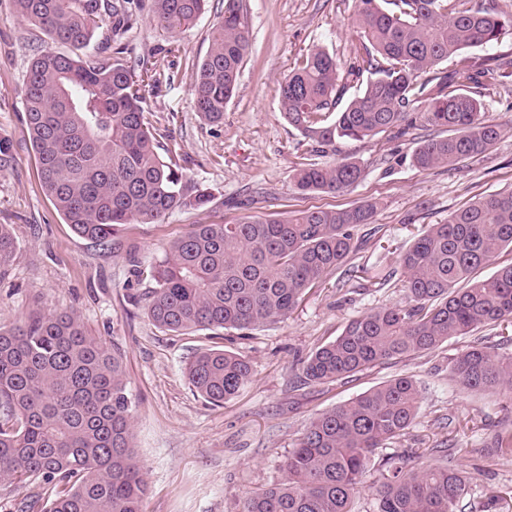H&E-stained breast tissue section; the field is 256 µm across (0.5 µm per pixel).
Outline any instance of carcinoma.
I'll list each match as a JSON object with an SVG mask.
<instances>
[{"mask_svg":"<svg viewBox=\"0 0 512 512\" xmlns=\"http://www.w3.org/2000/svg\"><path fill=\"white\" fill-rule=\"evenodd\" d=\"M16 12L52 40L89 45L112 18L117 36L137 21L133 0H13ZM207 0H152L153 20L176 33L203 13ZM361 52L340 70L314 47L279 83L280 112L319 154L338 138L392 131L402 137L408 111L450 135L412 153L413 166L454 170L499 140L487 119L482 77L460 60L470 49L512 31V17L457 10L451 0H358ZM249 45L241 0H224L209 48L191 87L196 112L224 120ZM81 58L46 48L31 61L23 87L24 122L40 184L80 237L106 243L125 224H158L177 209L207 207L212 196L189 191L178 144L153 132L145 96L121 60ZM357 92L344 99L351 84ZM363 169L343 159L306 163L294 176L301 193L343 192ZM375 204L253 216L238 224H197L174 240L150 272L147 315L163 332L251 331L282 321L303 294L336 273L354 252L352 230L368 224ZM512 250V190L480 197L431 224L401 257L404 306L372 309L335 340L317 347L303 367L308 384L349 378L384 362L432 351L448 338L512 323V262L487 278L477 273ZM16 241L0 225V271ZM450 375L468 392L512 388V355L473 346L451 359ZM192 388L218 406L250 381L252 365L224 349H206L186 365ZM421 390L409 376L385 381L314 417L288 452L285 476L249 493L242 512H354L355 496L377 449L406 436ZM132 401L123 354L85 333L73 311L29 313L0 328V484L37 482L54 496L41 512H142L146 483L131 445ZM496 454L512 458V429L494 437ZM373 490L377 512H456L463 471L420 466L395 452L383 460Z\"/></svg>","mask_w":512,"mask_h":512,"instance_id":"cac0c4a2","label":"carcinoma"}]
</instances>
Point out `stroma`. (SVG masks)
I'll use <instances>...</instances> for the list:
<instances>
[{"instance_id": "35a3bbf8", "label": "stroma", "mask_w": 512, "mask_h": 512, "mask_svg": "<svg viewBox=\"0 0 512 512\" xmlns=\"http://www.w3.org/2000/svg\"><path fill=\"white\" fill-rule=\"evenodd\" d=\"M150 5L142 0L138 22L122 35L128 46L122 59L139 79L160 63L164 74L145 93L147 116L158 134L180 143L187 187L207 190L213 199L204 209L176 210L160 224L125 225L116 249L77 236L41 189L22 119L28 66L49 39L18 15L12 0H0V135L15 149L12 165L0 171V224L16 241L13 260L0 274V327L19 324L35 309L73 311L87 335L121 350L133 401L132 446L147 483L143 512H241L248 492L281 480L285 459L312 418L401 375L422 390L402 447L416 450L426 464L440 463V449H452L468 478L457 512L477 506L512 512V461L489 448L495 430L512 424V392L467 394L448 373L451 358L469 347L510 354L511 342L500 344L485 329L334 383L307 384L302 373L303 360L350 320L405 304L402 283L384 278L427 225L478 197L512 189V78L491 73L484 79L488 117L502 129L487 154L454 170L415 169L413 150L443 133L417 122L399 139L381 133L336 140L325 161H356L362 178L344 192L303 194L292 176L313 159V145L283 118L278 83L315 46L339 65L349 64L360 43L353 23L357 0H242L249 46L219 125L196 112L191 85L224 0H209L205 12L174 35L151 20ZM367 202L377 209L371 223L355 228L350 259L281 322L244 335L220 329L177 334L159 331L148 318V283L139 273L194 225ZM204 348L236 352L253 368L251 382L221 406L197 395L184 374L186 362Z\"/></svg>"}]
</instances>
